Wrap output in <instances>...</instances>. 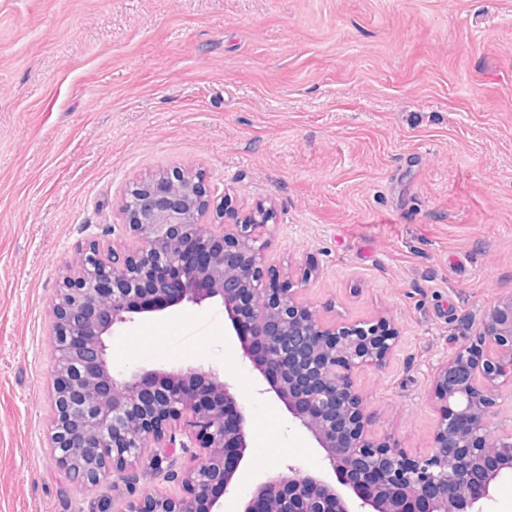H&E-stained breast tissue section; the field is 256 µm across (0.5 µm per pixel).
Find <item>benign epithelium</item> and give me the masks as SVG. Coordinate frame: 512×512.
Segmentation results:
<instances>
[{
	"label": "benign epithelium",
	"mask_w": 512,
	"mask_h": 512,
	"mask_svg": "<svg viewBox=\"0 0 512 512\" xmlns=\"http://www.w3.org/2000/svg\"><path fill=\"white\" fill-rule=\"evenodd\" d=\"M198 173L175 166L134 182L120 210L138 246L127 252L93 243L67 265L52 301L57 358L50 427L53 460L82 472V487L113 484L151 444L158 473L176 450L189 460L179 497L155 496L125 512H213L237 481L246 457L245 407L218 370L136 367L115 373L104 337L151 315L219 302L225 332L256 374L260 393L280 401L288 419L314 440L325 467L293 466L258 483L241 512H484L512 472V431L490 427L492 391L512 386V296L487 310L476 341L435 371L438 413L426 455L411 456L370 429L354 372L380 366L397 333L385 319L360 326L323 321L289 280L260 267L271 207L232 208L217 221ZM178 272L171 280L161 268ZM184 421L186 439L172 424Z\"/></svg>",
	"instance_id": "1"
}]
</instances>
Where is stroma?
I'll use <instances>...</instances> for the list:
<instances>
[{
    "label": "stroma",
    "instance_id": "stroma-1",
    "mask_svg": "<svg viewBox=\"0 0 512 512\" xmlns=\"http://www.w3.org/2000/svg\"><path fill=\"white\" fill-rule=\"evenodd\" d=\"M189 165L213 200L274 205L264 265L343 325L387 318L355 372L372 429L426 454L433 370L512 295V0H0V512H125L183 493L187 460L82 489L51 458L52 300L90 241L136 239L132 181ZM113 370L223 371L250 450L221 512L316 472L313 440L224 335L217 305L119 328Z\"/></svg>",
    "mask_w": 512,
    "mask_h": 512
}]
</instances>
